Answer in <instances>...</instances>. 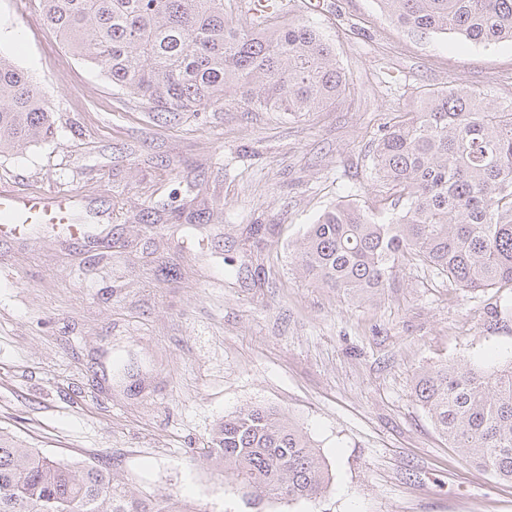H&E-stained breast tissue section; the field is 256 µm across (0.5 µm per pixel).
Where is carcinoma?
<instances>
[{
  "label": "carcinoma",
  "mask_w": 512,
  "mask_h": 512,
  "mask_svg": "<svg viewBox=\"0 0 512 512\" xmlns=\"http://www.w3.org/2000/svg\"><path fill=\"white\" fill-rule=\"evenodd\" d=\"M398 24L463 45L512 42V0H377ZM76 57L157 117L191 118L233 98L247 112H322L347 89L332 45L310 22L224 24V0H38ZM53 126L49 92L0 54V156ZM375 181L404 202L384 219L339 203L294 249L308 280L351 299L384 293L404 262L466 291L512 288V98L470 87L421 94L373 141ZM414 395L436 429L481 472L512 482V360L438 363ZM206 456L254 496L294 501L326 488L328 467L283 411L224 418ZM0 512H183L147 501L94 462L54 460L0 432Z\"/></svg>",
  "instance_id": "cac0c4a2"
}]
</instances>
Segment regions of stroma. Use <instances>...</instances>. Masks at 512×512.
I'll return each instance as SVG.
<instances>
[{"label": "stroma", "instance_id": "1", "mask_svg": "<svg viewBox=\"0 0 512 512\" xmlns=\"http://www.w3.org/2000/svg\"><path fill=\"white\" fill-rule=\"evenodd\" d=\"M349 89L327 111L232 102L162 124L70 54L33 0H0V52L52 95L50 141L0 157V188L75 194L88 241L0 232V430L53 459L91 460L140 497L197 512H512L415 400L418 374L512 359L511 288L465 292L406 265L384 298L309 284L292 251L337 203L376 207L370 141L420 94L465 84L512 97V43L411 33L376 0H300ZM150 210V223L138 220ZM289 414L323 457L317 498L250 501L203 456L216 424Z\"/></svg>", "mask_w": 512, "mask_h": 512}]
</instances>
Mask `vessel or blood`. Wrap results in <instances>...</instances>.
<instances>
[{"instance_id":"1","label":"vessel or blood","mask_w":512,"mask_h":512,"mask_svg":"<svg viewBox=\"0 0 512 512\" xmlns=\"http://www.w3.org/2000/svg\"><path fill=\"white\" fill-rule=\"evenodd\" d=\"M73 202L72 193L64 190L21 196L1 189L0 227L16 232L29 224H66L72 236H83V227L72 221Z\"/></svg>"}]
</instances>
